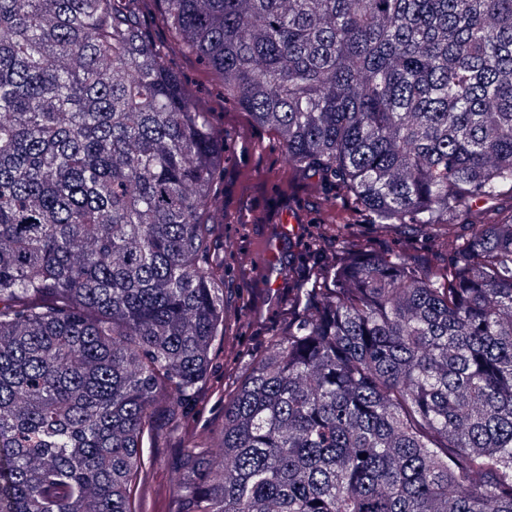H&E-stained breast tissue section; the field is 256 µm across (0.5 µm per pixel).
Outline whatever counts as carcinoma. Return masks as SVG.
<instances>
[{"label": "carcinoma", "instance_id": "cac0c4a2", "mask_svg": "<svg viewBox=\"0 0 512 512\" xmlns=\"http://www.w3.org/2000/svg\"><path fill=\"white\" fill-rule=\"evenodd\" d=\"M221 112L278 142L284 206L225 205ZM301 194L247 351L224 225L273 226L265 283ZM177 430L173 512H512V0H0V512H148ZM177 68L201 97L216 99L221 91L220 86L205 78L203 69L196 61L180 59ZM143 455L149 467L150 477L155 488L154 512H168L173 508L171 471L175 461L176 448L172 440L161 441L155 446L146 444Z\"/></svg>", "mask_w": 512, "mask_h": 512}]
</instances>
